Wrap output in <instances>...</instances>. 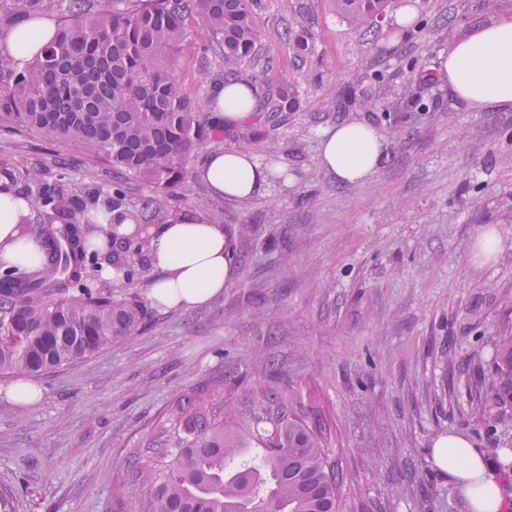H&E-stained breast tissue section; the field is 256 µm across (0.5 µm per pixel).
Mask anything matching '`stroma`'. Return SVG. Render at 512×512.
Wrapping results in <instances>:
<instances>
[{
	"label": "stroma",
	"mask_w": 512,
	"mask_h": 512,
	"mask_svg": "<svg viewBox=\"0 0 512 512\" xmlns=\"http://www.w3.org/2000/svg\"><path fill=\"white\" fill-rule=\"evenodd\" d=\"M394 4L416 8L417 29L390 14L353 27L331 0H258L264 37L247 72L274 57L269 81H297L302 106L223 147L273 168L272 188L238 202L194 180L171 201L225 226L234 277L210 303L153 310L140 335L38 376L36 406L9 400L13 378L0 377V489L16 512H132L112 481L169 404L242 373L234 399L245 412L269 364L281 388L316 394L349 512H467L432 449L451 432L488 446L469 393L473 367L512 326V111L468 107L430 75L463 28L511 15L512 0ZM289 24L309 34L306 63L288 50ZM356 75L375 107L348 103ZM351 121L376 128L386 152L355 185L318 158L322 132ZM34 165L45 181L62 174L107 193L116 180L76 146L0 128V181ZM492 228L504 248L477 256Z\"/></svg>",
	"instance_id": "1"
}]
</instances>
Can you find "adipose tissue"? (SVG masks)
I'll return each instance as SVG.
<instances>
[{"instance_id":"adipose-tissue-1","label":"adipose tissue","mask_w":512,"mask_h":512,"mask_svg":"<svg viewBox=\"0 0 512 512\" xmlns=\"http://www.w3.org/2000/svg\"><path fill=\"white\" fill-rule=\"evenodd\" d=\"M54 20L39 17L0 33V55L16 67L25 64L51 41ZM440 80L449 95L470 107L512 110V16L470 28L449 43L439 58ZM225 127L244 122L255 105L257 90L232 81L213 88ZM383 136L375 128L346 122L327 129L321 139L319 162L338 181L361 184L384 165ZM195 177L217 197L247 201L272 184L268 166L236 150L215 148L195 170ZM28 201L0 190V272L19 270L41 255L39 242L21 221L29 215ZM150 264L158 276L148 299L163 310H189L220 297L232 278L230 240L223 225L205 223L181 212L148 228ZM436 465L447 472L464 497L469 512H501L503 495L482 454L463 435L438 439Z\"/></svg>"}]
</instances>
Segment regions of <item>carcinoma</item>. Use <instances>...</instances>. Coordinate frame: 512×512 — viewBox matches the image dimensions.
<instances>
[{
    "mask_svg": "<svg viewBox=\"0 0 512 512\" xmlns=\"http://www.w3.org/2000/svg\"><path fill=\"white\" fill-rule=\"evenodd\" d=\"M391 0H333L350 25L370 29ZM62 15L44 50L19 70L0 56V125L49 142L81 147L116 173L136 178L144 194L138 228L166 221L168 197L186 185L200 151L224 141V118L207 112L178 75L191 39L197 81L216 83V65L239 77L256 55L262 23L256 0H0V27H16L53 10ZM297 57L308 33L288 35ZM297 86L275 91L273 111L295 112ZM37 192L26 196L41 242L39 266L0 276V374L37 375L135 336L151 312L132 288L150 267L148 239H126L104 256L124 277L85 284L97 253L86 237L102 204L126 207V186L112 194L64 178L42 181L36 168L14 173ZM245 418L224 385L203 383L168 407L147 443L131 454L112 498L135 512H347L343 473L327 446L322 416L278 386V372ZM470 404L490 437L499 472L512 478V437L499 425L512 411V332L496 337Z\"/></svg>",
    "mask_w": 512,
    "mask_h": 512,
    "instance_id": "obj_1",
    "label": "carcinoma"
}]
</instances>
